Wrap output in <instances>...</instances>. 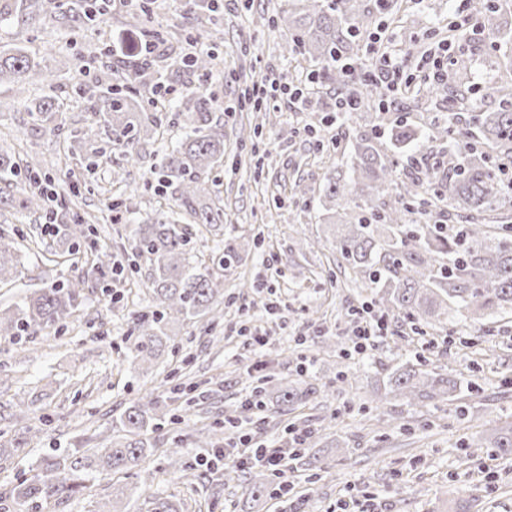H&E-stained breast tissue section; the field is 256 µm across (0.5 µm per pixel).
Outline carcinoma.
<instances>
[{
	"mask_svg": "<svg viewBox=\"0 0 512 512\" xmlns=\"http://www.w3.org/2000/svg\"><path fill=\"white\" fill-rule=\"evenodd\" d=\"M500 0H469V17L482 34L501 37L512 24L499 7ZM112 9L111 0H0V28L30 25L49 15L60 25L95 33ZM397 0H377L365 8L358 0H292L280 11L281 27L288 30L283 53L298 51L311 67L320 85L334 84L345 90L350 81L347 62L370 33L377 17L397 19ZM133 27L136 44L166 41L168 33L153 26L150 0L135 5ZM214 51H195L185 59L194 74L210 73ZM58 74L48 69L20 43L0 44V84L9 83L24 92L39 85L53 90ZM171 89L166 73L149 56H140L122 83L100 93L95 87L75 83L76 94L95 98L86 117V131L103 129L112 143L125 148L130 164L140 160L139 143L154 135L168 112H185L187 131L155 170L157 186L173 189L170 211L133 212L131 250L146 256L153 305L130 315L135 333L131 352L144 363L157 358L170 346L167 333L174 321L201 320L216 325L223 316L224 281L214 267L192 263L193 225L215 227L224 223V207L211 197V174L224 162V128L210 119L211 103L196 98L185 88L156 107L149 98ZM500 98L494 112H474L463 125L431 123L427 140L438 149L409 152L417 130L406 118L395 121L390 142L401 154L397 159L380 151L377 133H359L351 146L346 171H332L322 188V207L330 224L338 228L333 237L341 265L377 288L376 302L387 321L411 320L423 327L458 322H479L487 315L512 310V193L505 186L499 167L512 162V91L490 86ZM356 112H339L334 103L317 99L308 107L331 112L330 121L342 127L355 115L379 102L381 91L359 84L353 89ZM60 105L53 95L43 96L29 115L35 123L56 120ZM51 179L39 162L22 164L0 153V210L10 208L14 194L22 191L20 206L44 211L52 221L53 237L80 252L94 233L92 221L71 200L48 190ZM15 240L0 235V281L21 274ZM85 279L69 278L42 288L19 302L0 308V337L16 339L46 330L61 331L83 300ZM474 382L428 369L422 364L401 362L387 370L384 398L409 405L429 406L440 400L457 401L461 418L468 415L464 391ZM317 393L311 387L297 391L288 381L275 386L279 412L306 402ZM177 417L158 401L143 397L126 407L112 429L121 437L108 448H76L46 459L31 477H25L0 497V512L10 504L41 509L70 498L86 488L95 475H133L153 455L151 434ZM491 448L500 456H512V422L481 433L462 450ZM180 441L165 449L166 470L190 481V466L182 460ZM319 458L304 446L289 459L293 469L314 467ZM253 497L274 496L277 484L262 468L249 472ZM149 512H183L184 503L158 494L146 499Z\"/></svg>",
	"mask_w": 512,
	"mask_h": 512,
	"instance_id": "obj_1",
	"label": "carcinoma"
}]
</instances>
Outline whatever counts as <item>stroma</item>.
Returning a JSON list of instances; mask_svg holds the SVG:
<instances>
[{
  "instance_id": "obj_1",
  "label": "stroma",
  "mask_w": 512,
  "mask_h": 512,
  "mask_svg": "<svg viewBox=\"0 0 512 512\" xmlns=\"http://www.w3.org/2000/svg\"><path fill=\"white\" fill-rule=\"evenodd\" d=\"M199 0H154L158 26L180 24L192 13L193 33L221 30L219 58L206 84L182 66L180 45L166 44L159 57L170 82L187 86L211 100L210 117L224 128V167L215 170L216 190L224 203L219 229L196 227L191 242L195 258H210L236 248L240 259L224 269V320L214 334L201 324L174 322L168 327L174 351L152 366L133 359L129 312L151 306L149 264L138 258L137 271L121 287L123 299L112 303L106 280L91 273L92 260L80 256L71 264L58 253L56 238L44 231L41 216L27 210L0 218V233L20 243L21 270L16 281L0 284V304L10 305L19 294L45 288L77 274L87 277L85 300L59 333H41L12 341L0 338V430L20 428L27 443L11 455L0 456V490L30 473L51 448H72L84 436L112 440V415L121 404L154 392L160 401H174L169 388L193 383L204 390L199 404L178 407V421L156 433L158 442L181 441L186 459L200 466L203 478L194 488L162 471L163 460L145 465L137 482L152 491L182 499L187 512H512V457L480 448L464 456L460 443L499 421H512V313L496 314L476 326L460 323L453 331L413 333L410 322L392 325L373 348L352 353L350 363L360 373L355 381L337 382L341 369L338 348L350 347L354 329L347 312L370 302L373 289L360 287L345 274L333 249V230L321 224L318 198L297 201L296 183L321 187L326 175L350 148L355 131L378 126L377 111L359 120L358 130L338 129L329 149L316 151L303 132L316 122L313 112L274 108L255 112L238 103L239 71L252 79L305 74L301 55L286 56L284 35L272 16L287 0H223L219 14L199 7ZM399 20L390 23L399 49L425 51L448 36V19L455 0H399ZM20 40L46 62L60 79L56 90L64 103L56 128L31 121L28 109L38 93H17L0 86V152L18 160L39 158L58 192L79 186L83 211L106 214L99 227L98 246L113 260L126 262L131 226L122 214L106 212L108 197L126 184L138 186L126 205L140 211L167 209L170 192L151 186L154 167L176 143L182 117L172 112L164 127L142 145V160L127 165L105 131L86 140L81 156L66 157L65 143L83 132L89 102L74 94L77 81L114 82L129 68L130 54L112 63L100 55L90 37L74 38L56 22L41 30L13 27L0 30V40ZM455 55L468 62L470 89L465 96L473 111L492 112L498 99L488 86L512 78V40L492 51L486 39L468 37L453 43ZM418 93L405 99L403 111L414 125L440 117L453 107L456 88L417 76ZM440 87L432 98L429 88ZM247 288H240V281ZM258 327L267 343L259 350L248 344L243 327ZM423 361L442 372L475 381L467 399L471 417L459 419L454 406L442 402L416 407L390 402L385 417L392 425L379 437L374 406L383 390L378 367L402 360ZM276 384L288 379L297 387L314 385L312 402L251 428L269 447H279L280 427L289 422L320 427L312 448L327 462L326 471L299 470L296 486L309 497L254 498L249 474L234 470L214 475L204 465L205 452L196 444L203 425L223 421L248 398L259 380ZM25 411L23 422L14 415Z\"/></svg>"
}]
</instances>
